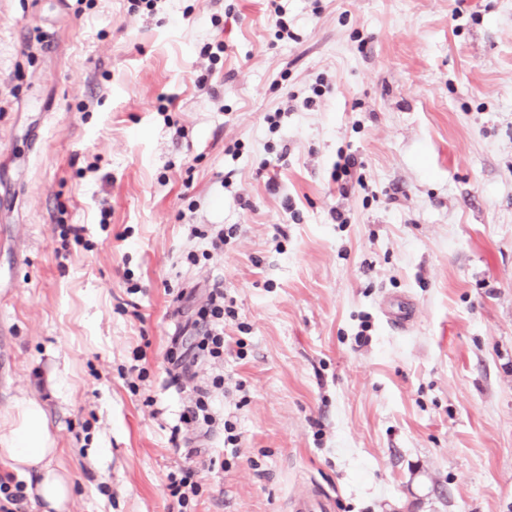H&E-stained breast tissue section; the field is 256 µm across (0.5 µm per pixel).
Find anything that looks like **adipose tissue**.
I'll use <instances>...</instances> for the list:
<instances>
[{
    "label": "adipose tissue",
    "mask_w": 512,
    "mask_h": 512,
    "mask_svg": "<svg viewBox=\"0 0 512 512\" xmlns=\"http://www.w3.org/2000/svg\"><path fill=\"white\" fill-rule=\"evenodd\" d=\"M56 453L41 405L31 398L18 400L15 418L0 426V464L20 473H38L29 493L44 512H66L72 496L69 476L51 466Z\"/></svg>",
    "instance_id": "1"
}]
</instances>
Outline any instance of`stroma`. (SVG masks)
<instances>
[{
  "instance_id": "stroma-1",
  "label": "stroma",
  "mask_w": 512,
  "mask_h": 512,
  "mask_svg": "<svg viewBox=\"0 0 512 512\" xmlns=\"http://www.w3.org/2000/svg\"><path fill=\"white\" fill-rule=\"evenodd\" d=\"M216 284L193 512H512V0H0V420L41 404L68 512H169L171 292ZM358 164V158L354 153H339L332 172L333 180L339 183L343 181V177H350ZM351 188L349 181H343L339 186L341 195H348ZM193 234H198L203 239H208L209 249L203 251L202 256L210 257L212 253L218 254L224 252V246L228 244L232 238L233 230L229 228L225 233L224 228H213L206 231H201L197 227L192 229ZM293 508L295 512H333L336 503L325 495L312 493L295 500Z\"/></svg>"
}]
</instances>
